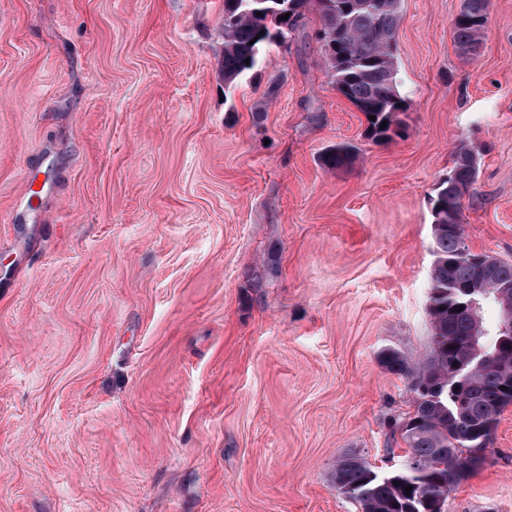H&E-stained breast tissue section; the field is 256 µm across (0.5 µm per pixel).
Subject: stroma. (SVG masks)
<instances>
[{
	"mask_svg": "<svg viewBox=\"0 0 512 512\" xmlns=\"http://www.w3.org/2000/svg\"><path fill=\"white\" fill-rule=\"evenodd\" d=\"M459 8L402 0L376 143L316 13L228 86L224 0H0V512H359L331 473L412 409L378 354L428 345L459 140L465 241L512 261V0L470 60ZM446 512H512V406ZM358 158V152L349 145H337L323 157L324 165L329 168H341L352 164Z\"/></svg>",
	"mask_w": 512,
	"mask_h": 512,
	"instance_id": "obj_1",
	"label": "stroma"
}]
</instances>
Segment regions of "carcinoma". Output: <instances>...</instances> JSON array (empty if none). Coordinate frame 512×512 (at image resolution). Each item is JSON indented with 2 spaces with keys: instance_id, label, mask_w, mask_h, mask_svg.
Wrapping results in <instances>:
<instances>
[{
  "instance_id": "obj_1",
  "label": "carcinoma",
  "mask_w": 512,
  "mask_h": 512,
  "mask_svg": "<svg viewBox=\"0 0 512 512\" xmlns=\"http://www.w3.org/2000/svg\"><path fill=\"white\" fill-rule=\"evenodd\" d=\"M400 6L401 0H224V82L230 85L254 69L267 45L287 44L315 10L319 41L335 43L324 61L336 91L364 116L376 117L367 121L372 139L389 141L400 134V114L409 108L397 86ZM285 14L288 19H281ZM488 15L489 0H461L453 28L460 55H477ZM479 155L477 145L459 141L454 166L430 198L437 262L430 275L432 332L426 353L417 360L394 347L379 354L380 364L405 381L412 397L413 410L389 422V439L405 444L401 465L381 472L349 453L331 474L361 512H445L448 494L478 468L477 457L491 447L498 416L512 404V394L502 390L507 379L492 358L500 338L512 344V328L501 331L499 319L488 327L483 314L459 310L471 299L497 310L496 295L512 290V263L473 252L465 242V199L476 182ZM357 158L353 147L338 145L323 162L338 169ZM490 259L487 277L483 263Z\"/></svg>"
}]
</instances>
